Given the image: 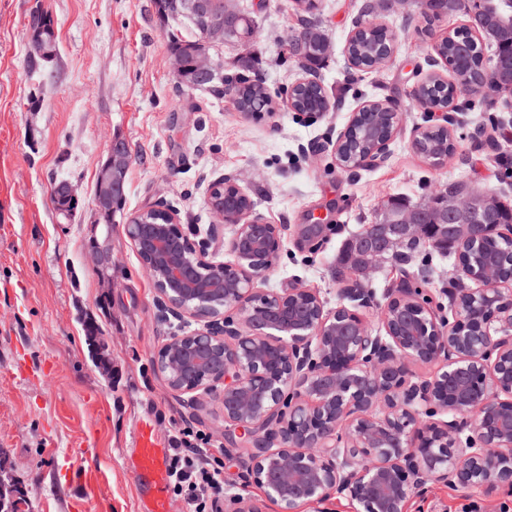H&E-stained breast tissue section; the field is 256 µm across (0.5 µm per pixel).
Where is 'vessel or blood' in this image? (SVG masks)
Here are the masks:
<instances>
[{"label":"vessel or blood","instance_id":"b4317fda","mask_svg":"<svg viewBox=\"0 0 512 512\" xmlns=\"http://www.w3.org/2000/svg\"><path fill=\"white\" fill-rule=\"evenodd\" d=\"M137 453L130 462L139 490L141 512H169L167 451L160 447L150 427H138Z\"/></svg>","mask_w":512,"mask_h":512}]
</instances>
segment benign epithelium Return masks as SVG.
I'll return each instance as SVG.
<instances>
[{"label": "benign epithelium", "instance_id": "7a95c632", "mask_svg": "<svg viewBox=\"0 0 512 512\" xmlns=\"http://www.w3.org/2000/svg\"><path fill=\"white\" fill-rule=\"evenodd\" d=\"M178 5L204 17L207 43L232 41L223 16L203 12L206 0ZM29 43L31 54L54 56L47 40L31 35ZM376 108L387 112L388 133L369 152L352 153L351 130ZM401 124L390 101L362 106L336 141V159L345 169L383 162ZM129 162L127 145L113 139L98 175L102 196L124 194ZM492 197L448 184L413 205L382 206L351 240L355 279L341 289L348 303L334 308L310 288L259 287L275 265L282 228L252 217L251 205L213 209L220 223L211 233L235 228L228 262L210 258L172 211L166 224L125 225L161 311L198 324L160 347L155 370L171 390L217 401L237 430L226 455L246 449L247 476L279 512L303 505L328 512L334 497L356 512H406L410 496L432 482L486 496L512 488V273H475L455 261L450 320L416 297L407 274L378 305L377 325L360 312L372 297L360 278L409 243L448 238L457 255L466 253L486 235L477 215ZM427 216L434 221L423 222ZM91 258L112 268L105 246L93 247ZM412 365L434 371L415 381ZM231 488L224 497L233 512H259Z\"/></svg>", "mask_w": 512, "mask_h": 512}]
</instances>
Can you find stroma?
<instances>
[{"mask_svg":"<svg viewBox=\"0 0 512 512\" xmlns=\"http://www.w3.org/2000/svg\"><path fill=\"white\" fill-rule=\"evenodd\" d=\"M365 0H320L332 46L314 74L329 89L328 111L294 112L289 90L312 72L288 45L298 25L290 0H248L262 35L246 50L259 63L271 96L254 118L230 98L178 87L170 68V33L187 25L160 17L154 0H0V477L21 492L17 512H140L128 468L133 436L150 423L162 447L193 426L224 445V415L210 396L175 393L153 368L167 338L194 329L192 319L162 317L151 280L125 233V219L164 204L177 210L210 257L230 260L233 227L207 234L213 182L246 189L254 214L282 227V243L265 288L293 284L340 302L344 280L336 256L353 234L374 223L394 197L427 198L441 185L486 186L512 201V99L495 104L466 95L447 113L414 99L429 75L447 73L435 46L465 16L427 19L414 5L379 11L395 38L377 73L350 69L346 45ZM54 21L56 52L31 64L29 14ZM389 99L404 114L384 163L343 169L336 139L352 112ZM447 127L458 156L435 165L414 149L416 131ZM132 160L123 219L96 221L95 185L112 139ZM72 183L78 207L62 219L52 201L56 182ZM106 244L111 270L88 251ZM432 308H448V264L419 246L406 264ZM101 334L89 339L84 323ZM512 512V494L473 495L431 484L407 512Z\"/></svg>","mask_w":512,"mask_h":512,"instance_id":"1","label":"stroma"}]
</instances>
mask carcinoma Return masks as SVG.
Wrapping results in <instances>:
<instances>
[{"label": "carcinoma", "instance_id": "1", "mask_svg": "<svg viewBox=\"0 0 512 512\" xmlns=\"http://www.w3.org/2000/svg\"><path fill=\"white\" fill-rule=\"evenodd\" d=\"M303 15L299 19V28L291 35L289 41L300 40L304 51L301 63L311 69L325 60L320 51L321 43L326 40L320 19L317 15L318 0H298ZM511 5L504 0H418L422 14L437 18L445 15L462 13L466 15L472 27H462L448 34L436 48V53L448 64L452 72V80L441 83L437 78L427 79L421 86V95L430 107L439 108L451 105L454 97V86L474 85L484 81L485 58L488 51L497 63L498 73L506 75L512 72V53L502 51L494 46L483 48L473 37L471 29L479 31H496L503 27L512 28ZM158 14L173 21H186L191 29L188 37H172L170 41L171 55L180 58L183 70L178 83L187 89H206L219 95L224 94V61L215 58L216 68L210 78L200 77L194 70V56L204 47L203 23L193 15L170 7L168 0H155ZM224 22L234 30L240 39L255 40L260 35V24L253 12L245 5H240L238 12L225 17ZM27 30L41 34L50 40H56L54 21L46 13L35 11L29 15ZM388 44L387 33L375 28L361 33L350 43L348 54L357 66L378 67L385 63L383 48ZM237 107L242 112H264L270 108V98L266 93L264 81L258 74L256 63L252 60L239 65L234 86ZM325 90L317 83H308L292 90L293 111L318 112L325 106ZM453 147L448 130L433 128L421 135L418 153L431 159ZM98 223L113 224L116 217L124 209L125 197L120 196L109 200L95 197ZM483 221L488 224H512V204L494 198L489 211L484 214ZM512 262V240H505L493 235L475 245L467 256V267L477 269L488 263L509 267Z\"/></svg>", "mask_w": 512, "mask_h": 512}]
</instances>
